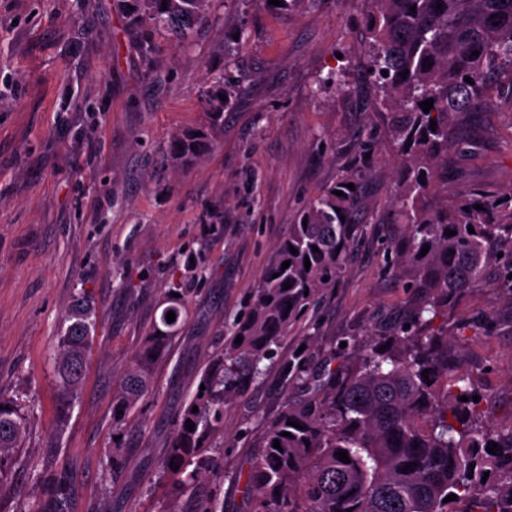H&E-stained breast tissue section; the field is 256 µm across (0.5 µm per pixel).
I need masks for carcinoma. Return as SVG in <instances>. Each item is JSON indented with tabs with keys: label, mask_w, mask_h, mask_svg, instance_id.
<instances>
[{
	"label": "carcinoma",
	"mask_w": 512,
	"mask_h": 512,
	"mask_svg": "<svg viewBox=\"0 0 512 512\" xmlns=\"http://www.w3.org/2000/svg\"><path fill=\"white\" fill-rule=\"evenodd\" d=\"M367 4L372 38L367 64L391 110L389 131L405 170L390 210L391 223L403 225V232L383 243L384 262L392 273L411 269L412 309L351 364L317 372L305 350L280 360L283 381L314 380L318 388L305 401L285 400L266 427L261 452L249 462L246 485L257 495L256 512H512V421L496 430L484 427L472 379L459 371L462 356L448 344V331L434 326L448 302L486 282L491 271L512 290V206L499 197L476 196L450 209L447 199L431 196L437 184L448 191V150L465 143L460 118L495 99L512 103V0ZM209 5L210 0H113L125 24L140 33L148 66L159 50L156 34L187 41L207 20ZM405 70L409 74L400 76ZM234 95L219 76L208 97L210 127L223 125L224 108ZM430 98L433 108L426 113L420 103ZM205 140L203 132L178 138L173 160H191ZM362 177L359 172L327 188L289 225L224 349L205 365L199 379L205 390L184 409L165 464L167 473L170 463L179 465L178 488H189L213 468V457L203 454L205 432L224 422L226 401L262 375L261 361L273 358L274 346L303 322L318 292L336 282L363 234L352 222ZM448 229L456 234H445ZM162 306L160 321L123 378L113 406L118 417L149 393L152 355L187 322L188 289H169ZM170 311L172 323L166 320ZM97 328L93 303L77 299L56 346L66 406L78 397ZM462 396L468 401H460ZM28 412L24 392L0 397V483L19 463ZM276 440L279 450L273 447ZM493 442L498 447L490 454L486 447ZM340 450L351 462L339 460ZM449 495L456 499L445 501Z\"/></svg>",
	"instance_id": "obj_1"
}]
</instances>
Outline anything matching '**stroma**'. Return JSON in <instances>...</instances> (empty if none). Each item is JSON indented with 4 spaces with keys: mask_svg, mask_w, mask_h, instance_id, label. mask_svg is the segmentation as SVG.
Instances as JSON below:
<instances>
[{
    "mask_svg": "<svg viewBox=\"0 0 512 512\" xmlns=\"http://www.w3.org/2000/svg\"><path fill=\"white\" fill-rule=\"evenodd\" d=\"M362 0H306L285 13L213 0L188 43L159 36L146 67L112 0H0V395L26 391L28 430L0 484V512H191L218 498L254 512L238 475L284 400L310 395L276 369L229 399L207 440L216 469L176 492L161 462L200 372L245 311L289 224L321 191L365 169L355 221L365 232L315 326L292 329L280 355L306 345L314 366L354 361L380 320L411 304L406 274L385 270L382 243L397 188L396 145L364 59ZM347 87H321L331 71ZM224 74L237 93L198 157L174 164L181 134L204 129L203 92ZM512 192V105L492 103L471 141L448 154V197ZM205 276L187 277V263ZM192 297L183 332L154 362V388L123 421L112 404L172 283ZM99 328L78 399L64 410L53 348L78 295ZM487 397L482 422L512 421V293L470 289L442 316ZM355 348L338 351L342 338ZM121 448L123 467L109 457Z\"/></svg>",
    "mask_w": 512,
    "mask_h": 512,
    "instance_id": "35a3bbf8",
    "label": "stroma"
}]
</instances>
